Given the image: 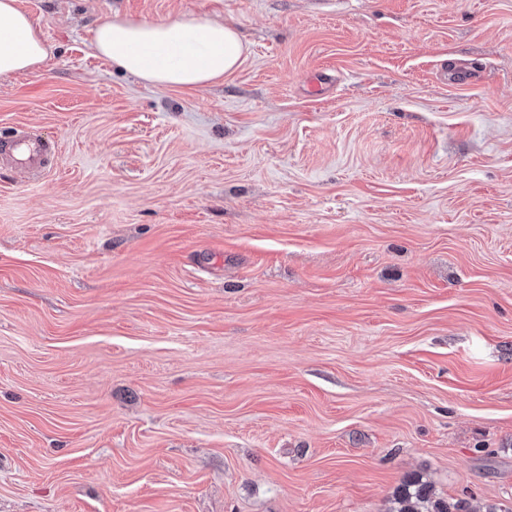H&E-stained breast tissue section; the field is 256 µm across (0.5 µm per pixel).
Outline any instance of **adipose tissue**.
Returning <instances> with one entry per match:
<instances>
[{
    "instance_id": "obj_1",
    "label": "adipose tissue",
    "mask_w": 512,
    "mask_h": 512,
    "mask_svg": "<svg viewBox=\"0 0 512 512\" xmlns=\"http://www.w3.org/2000/svg\"><path fill=\"white\" fill-rule=\"evenodd\" d=\"M98 55L144 84L201 88L223 81L243 60L239 31L207 18L148 22L116 16L93 31ZM47 48L17 0H0V77L36 72Z\"/></svg>"
}]
</instances>
